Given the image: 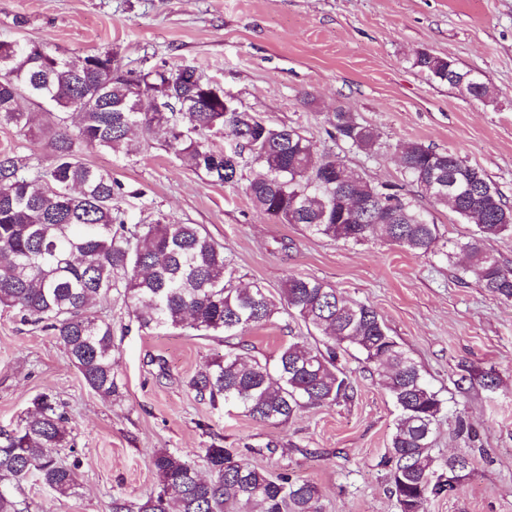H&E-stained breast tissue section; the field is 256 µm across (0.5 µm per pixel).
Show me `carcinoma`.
I'll list each match as a JSON object with an SVG mask.
<instances>
[{
  "label": "carcinoma",
  "mask_w": 512,
  "mask_h": 512,
  "mask_svg": "<svg viewBox=\"0 0 512 512\" xmlns=\"http://www.w3.org/2000/svg\"><path fill=\"white\" fill-rule=\"evenodd\" d=\"M414 65L428 78L479 99L490 86L448 59ZM196 69L125 68L110 50L67 55L46 43L0 41V125L44 131L54 153L48 168L0 156V307L50 331L85 384L112 402L122 397L113 357L112 322L91 313L112 292L124 296L141 330L189 329L224 342L217 355L188 379L195 397L212 408L232 406L263 424L286 425L300 410L331 406L354 397L339 362L353 348L364 357L398 410L389 444L390 493L400 512H423L431 497L455 489L469 464L453 470L428 449L443 401L421 365L390 334L370 305L348 300L333 286L290 275L279 297L264 285H235L232 259L197 224L165 215L130 224L112 204L124 195L112 170L95 167L83 151L96 149L133 161L158 145L219 185H235L251 162L262 169L246 187L252 205L276 211L285 224H300L313 236L361 244L383 236L414 254L440 238L432 213L394 185H373L348 169L335 153L313 161L314 145L292 126H272L250 112H224L212 92L217 84L190 80ZM38 108L24 112L19 102ZM156 103L169 107L154 112ZM330 138L368 156L380 136L351 112L334 113ZM221 137L236 142L235 162L211 146ZM401 166L417 197L449 206L471 231L443 243L452 262L466 254L459 280L473 279L487 293L512 302V264L495 256L489 242L512 234V205L483 169L452 150L406 144ZM304 323L308 336H294L274 360L244 352L242 338L280 314ZM323 337V346L308 338ZM62 404L48 394L11 429L0 428V512H31L15 490L28 479L59 494L77 484L79 459L67 440ZM209 477L178 451L157 450V477L140 501L112 496L111 512H324L315 485L284 473L272 475L237 452L214 443L201 449Z\"/></svg>",
  "instance_id": "1"
}]
</instances>
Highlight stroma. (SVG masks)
<instances>
[{
    "label": "stroma",
    "instance_id": "obj_1",
    "mask_svg": "<svg viewBox=\"0 0 512 512\" xmlns=\"http://www.w3.org/2000/svg\"><path fill=\"white\" fill-rule=\"evenodd\" d=\"M21 39L76 56L109 49L133 70L194 67L240 110L303 129L316 152H340L374 184H403L398 151L407 143L455 150L512 203V0H0V40ZM422 50L479 71L492 98L429 80L414 64ZM339 109L379 133L376 155L339 150L328 137ZM0 154L54 161L38 132L13 126H0ZM84 157L123 184L115 204L129 223L164 214L203 225L232 257L237 284L276 294L295 274L374 307L444 403L431 456L472 459L455 490L424 512H512V302L460 283L464 257L450 265L381 239L310 236L256 209L242 185L212 184L156 147L134 161L96 150ZM94 311L112 322L124 385L113 403L85 386L55 336L0 311V427L15 424L37 394H52L80 459L67 495L23 484L35 512H110L113 494L135 500L155 489V449L195 456L213 443L253 448V465L310 481L326 512H400L388 461L397 409L358 353L343 361L352 400L270 426L210 408L188 389L196 369L223 353L219 339L138 330L117 298ZM487 372L497 387L483 386ZM463 375L471 381L460 389Z\"/></svg>",
    "mask_w": 512,
    "mask_h": 512
}]
</instances>
